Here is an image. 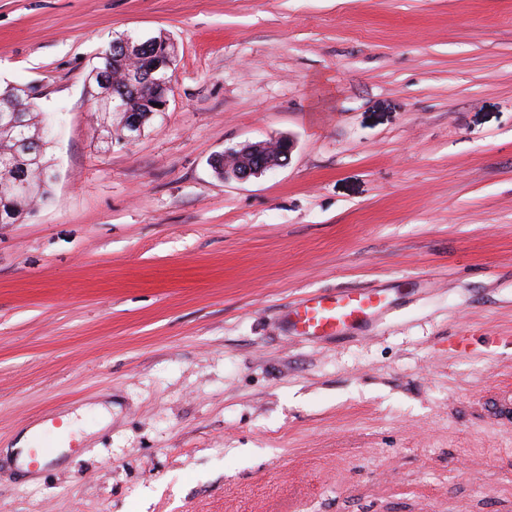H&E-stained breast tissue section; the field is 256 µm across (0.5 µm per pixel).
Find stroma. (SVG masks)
Here are the masks:
<instances>
[{"mask_svg":"<svg viewBox=\"0 0 512 512\" xmlns=\"http://www.w3.org/2000/svg\"><path fill=\"white\" fill-rule=\"evenodd\" d=\"M127 32L177 57L109 146L87 76ZM6 83L57 167L0 224V512H512V0H0ZM370 288L368 325L288 327ZM73 413L46 465L4 455ZM273 144L276 145V153L268 151L263 147L269 155L278 154V159L275 160L276 166H273L274 162L265 161L259 159L256 166L251 168L239 169L235 162V154L233 150L224 151V154L217 156L213 160L214 168L221 169L223 167L222 160L224 158V180H235L238 182H245L251 177H255L265 173L268 170L283 167L288 163L289 156L293 149V142L288 138H280V141H276ZM284 157V159H282ZM384 307V299L373 290H342L330 294H311L300 300L287 314L288 325L298 336L318 340L341 336L349 328Z\"/></svg>","mask_w":512,"mask_h":512,"instance_id":"35a3bbf8","label":"stroma"}]
</instances>
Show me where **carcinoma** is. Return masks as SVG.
I'll return each instance as SVG.
<instances>
[{
    "label": "carcinoma",
    "instance_id": "1",
    "mask_svg": "<svg viewBox=\"0 0 512 512\" xmlns=\"http://www.w3.org/2000/svg\"><path fill=\"white\" fill-rule=\"evenodd\" d=\"M130 35L112 39L97 56L89 78V95L95 117L107 123L110 140L120 142L128 127L126 114L136 112L142 119L141 128L151 126L161 115L158 96L168 80L164 71H155L159 56L169 54L174 61L173 43L164 34L150 38L139 56L131 58L123 51ZM33 88L28 85L0 87V107L7 104L21 112L22 125L10 126L0 119V224H18L31 210L50 198L55 180L52 150V130L45 113L30 108ZM25 176L26 185L9 192L12 172Z\"/></svg>",
    "mask_w": 512,
    "mask_h": 512
}]
</instances>
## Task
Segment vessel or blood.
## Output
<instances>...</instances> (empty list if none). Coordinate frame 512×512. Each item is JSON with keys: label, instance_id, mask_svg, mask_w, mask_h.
Returning a JSON list of instances; mask_svg holds the SVG:
<instances>
[{"label": "vessel or blood", "instance_id": "vessel-or-blood-1", "mask_svg": "<svg viewBox=\"0 0 512 512\" xmlns=\"http://www.w3.org/2000/svg\"><path fill=\"white\" fill-rule=\"evenodd\" d=\"M383 306L381 294L372 290L318 293L308 295L291 307L287 319L296 335L318 340L342 335L349 328L364 324Z\"/></svg>", "mask_w": 512, "mask_h": 512}]
</instances>
